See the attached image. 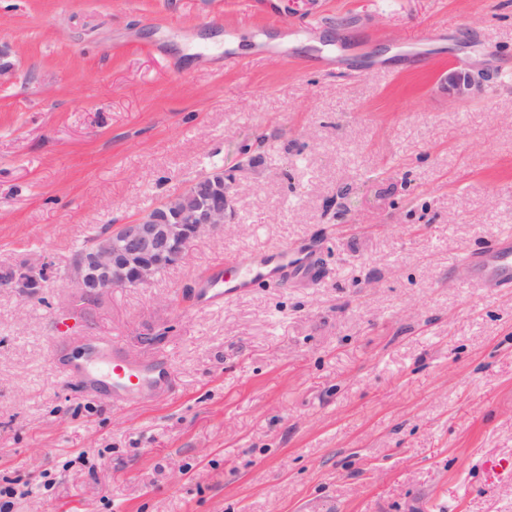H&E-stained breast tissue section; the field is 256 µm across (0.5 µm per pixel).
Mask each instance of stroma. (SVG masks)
I'll use <instances>...</instances> for the list:
<instances>
[{"label": "stroma", "instance_id": "stroma-1", "mask_svg": "<svg viewBox=\"0 0 512 512\" xmlns=\"http://www.w3.org/2000/svg\"><path fill=\"white\" fill-rule=\"evenodd\" d=\"M467 66L484 96L450 103ZM223 169L222 230L142 288L74 251ZM512 0H0V487L16 512H512ZM324 275L219 307L264 249ZM164 357L163 397L70 386L62 334ZM464 260L472 275L486 288L497 292L512 291V236L502 235L485 246L469 251ZM235 266V272L227 275L223 269L224 264L214 267L207 288H201L199 292V306L212 307L224 303V299L251 291L255 285L271 280L282 273L307 275L310 280H316L319 275V263L317 257L311 256L305 264H294L288 248H283L275 256L257 251L250 255L238 256L231 261ZM220 282L224 288H215ZM51 266L48 263H29L22 267L7 266L0 271V291L22 298L42 295L47 288Z\"/></svg>", "mask_w": 512, "mask_h": 512}]
</instances>
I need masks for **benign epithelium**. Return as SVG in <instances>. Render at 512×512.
Returning <instances> with one entry per match:
<instances>
[{
	"label": "benign epithelium",
	"mask_w": 512,
	"mask_h": 512,
	"mask_svg": "<svg viewBox=\"0 0 512 512\" xmlns=\"http://www.w3.org/2000/svg\"><path fill=\"white\" fill-rule=\"evenodd\" d=\"M453 103L478 98L484 89L462 69L445 77ZM224 170L194 182L190 190L168 197L131 222L98 235L86 249L72 255L68 276L84 296L104 295L114 288H140L166 268L180 263L200 238L224 227ZM51 266L29 263L0 269V291L22 298L43 294Z\"/></svg>",
	"instance_id": "1"
}]
</instances>
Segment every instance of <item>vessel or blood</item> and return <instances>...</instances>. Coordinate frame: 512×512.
Returning <instances> with one entry per match:
<instances>
[{"mask_svg":"<svg viewBox=\"0 0 512 512\" xmlns=\"http://www.w3.org/2000/svg\"><path fill=\"white\" fill-rule=\"evenodd\" d=\"M464 260L472 275L486 287L498 292L512 291V236L502 235L485 246L469 251ZM234 273L216 267L207 288L199 292V304L217 306L224 299L251 291L255 285L285 272L317 279L319 263L311 257L303 264H294L288 250L276 255L257 251L234 258ZM70 342H61L52 352V361L69 384L85 389L106 388L112 405L120 406L135 398L154 397L168 387L169 367L165 359L136 360L101 340L92 347L91 358L71 357Z\"/></svg>","mask_w":512,"mask_h":512,"instance_id":"b4317fda","label":"vessel or blood"}]
</instances>
